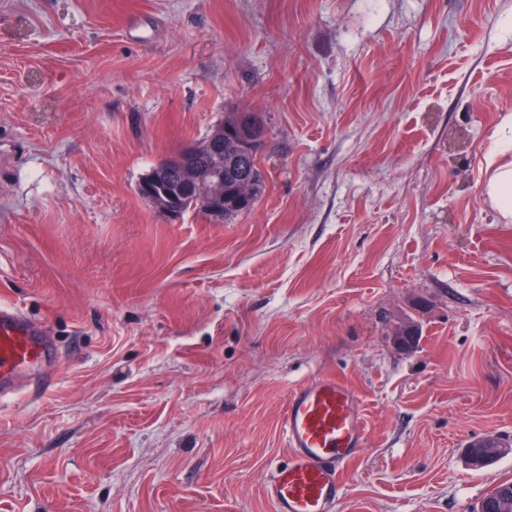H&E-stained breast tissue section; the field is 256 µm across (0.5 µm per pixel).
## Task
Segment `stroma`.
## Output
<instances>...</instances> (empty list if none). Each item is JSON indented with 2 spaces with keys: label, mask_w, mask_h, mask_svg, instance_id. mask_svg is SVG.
Returning a JSON list of instances; mask_svg holds the SVG:
<instances>
[{
  "label": "stroma",
  "mask_w": 512,
  "mask_h": 512,
  "mask_svg": "<svg viewBox=\"0 0 512 512\" xmlns=\"http://www.w3.org/2000/svg\"><path fill=\"white\" fill-rule=\"evenodd\" d=\"M235 112L252 210L157 214L142 175ZM511 117L512 0H0V302L61 356L0 398V512H273L328 372L366 426L338 512H476L512 481L464 456L512 442ZM501 146L499 162H491L484 184V194L496 208L501 222L512 223V120L497 134Z\"/></svg>",
  "instance_id": "obj_1"
}]
</instances>
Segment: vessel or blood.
Masks as SVG:
<instances>
[{
    "label": "vessel or blood",
    "instance_id": "1",
    "mask_svg": "<svg viewBox=\"0 0 512 512\" xmlns=\"http://www.w3.org/2000/svg\"><path fill=\"white\" fill-rule=\"evenodd\" d=\"M55 359L45 325L1 303L0 395L15 393L31 370ZM280 430L288 460L264 487L273 512H336L343 476L365 440L358 393L336 375L314 377L290 394Z\"/></svg>",
    "mask_w": 512,
    "mask_h": 512
}]
</instances>
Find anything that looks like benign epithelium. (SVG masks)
I'll return each instance as SVG.
<instances>
[{"mask_svg": "<svg viewBox=\"0 0 512 512\" xmlns=\"http://www.w3.org/2000/svg\"><path fill=\"white\" fill-rule=\"evenodd\" d=\"M224 124L217 125L210 134L209 151L216 156V165L210 169L197 166L194 155L199 148L192 147L183 153L158 163L156 169L141 182L139 196L159 213L178 218L181 215L176 197L166 188L169 175L176 171L180 176L181 190L194 193L200 204L216 214L224 211ZM512 497V490L500 488L486 496L482 512H496L500 505Z\"/></svg>", "mask_w": 512, "mask_h": 512, "instance_id": "benign-epithelium-1", "label": "benign epithelium"}]
</instances>
